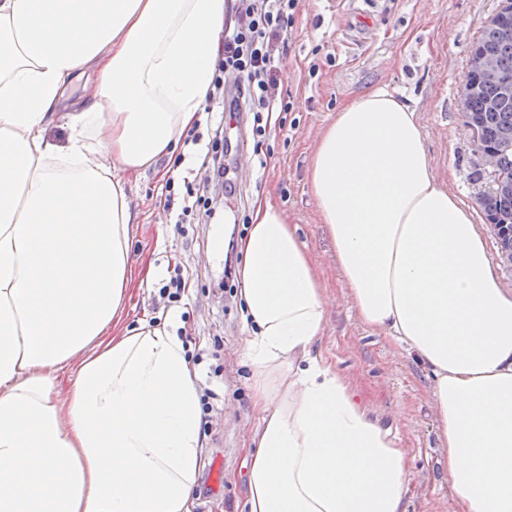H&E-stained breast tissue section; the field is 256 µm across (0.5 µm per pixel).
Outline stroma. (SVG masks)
I'll list each match as a JSON object with an SVG mask.
<instances>
[{"instance_id":"stroma-1","label":"stroma","mask_w":512,"mask_h":512,"mask_svg":"<svg viewBox=\"0 0 512 512\" xmlns=\"http://www.w3.org/2000/svg\"><path fill=\"white\" fill-rule=\"evenodd\" d=\"M500 0H298V19L280 56L283 90L294 97L290 128L248 140L234 163L238 193L232 205L238 236L250 226L254 202L270 196L315 259L328 305L317 349L348 380L357 396L382 422H395L400 447L408 451L407 512H459L442 474L438 424L428 381L417 363L383 332L365 326L343 287L332 241L319 224L309 192V151L337 111L368 88H381L415 112L428 154L442 185L474 208L501 287L512 293V266L503 264L493 228L477 211L468 181L473 145L460 109L461 85L470 48L496 12ZM330 58L315 79L307 65L316 47ZM268 165L258 170L255 155ZM137 214L129 239L128 264L135 277L121 314V327L152 326L180 310L174 330L202 388L218 394L202 414L205 465L199 472L192 512H245L249 448L256 424L249 372L240 358L248 335L240 297L225 298L220 287L225 250L211 246L223 237L224 221L214 217L175 233L158 205L159 182L152 170L123 173ZM241 263V255L231 257ZM176 267L188 289L169 303L161 287ZM219 368L216 382L207 369Z\"/></svg>"}]
</instances>
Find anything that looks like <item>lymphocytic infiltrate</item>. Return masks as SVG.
I'll use <instances>...</instances> for the list:
<instances>
[{
  "instance_id": "obj_1",
  "label": "lymphocytic infiltrate",
  "mask_w": 512,
  "mask_h": 512,
  "mask_svg": "<svg viewBox=\"0 0 512 512\" xmlns=\"http://www.w3.org/2000/svg\"><path fill=\"white\" fill-rule=\"evenodd\" d=\"M297 5L298 0H230L223 49L214 66L206 109L245 113L255 138L270 131L272 113L293 109L292 102L286 101L279 90L276 53L288 41ZM229 77L236 81L237 95L228 100L224 97V82ZM184 143L204 146L202 163L209 168L212 181L222 184L224 193L215 197L206 188L169 178L161 192L163 210L175 215L180 224L215 213L236 194L224 167V158L232 154L233 147L224 139L223 125H216L206 136L189 129Z\"/></svg>"
}]
</instances>
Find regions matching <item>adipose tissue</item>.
<instances>
[{
	"mask_svg": "<svg viewBox=\"0 0 512 512\" xmlns=\"http://www.w3.org/2000/svg\"><path fill=\"white\" fill-rule=\"evenodd\" d=\"M227 18V0H0V512H190L201 411L183 345L163 325L106 335L134 222L113 166L172 176L160 162L205 102ZM307 179L361 321L425 372L461 512H512V294L415 112L366 90ZM239 249L248 512H407V451L314 354L326 300L273 199Z\"/></svg>",
	"mask_w": 512,
	"mask_h": 512,
	"instance_id": "ef3b65f1",
	"label": "adipose tissue"
}]
</instances>
